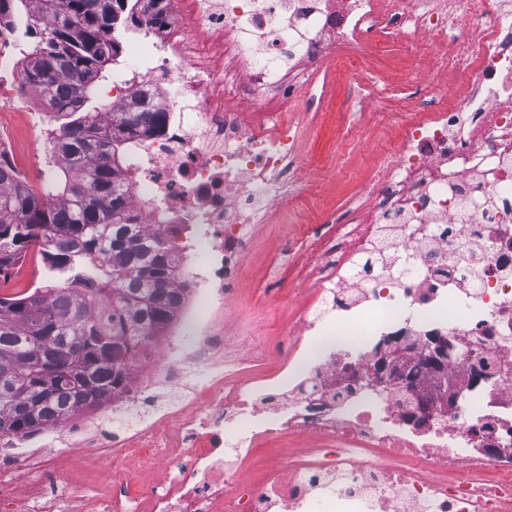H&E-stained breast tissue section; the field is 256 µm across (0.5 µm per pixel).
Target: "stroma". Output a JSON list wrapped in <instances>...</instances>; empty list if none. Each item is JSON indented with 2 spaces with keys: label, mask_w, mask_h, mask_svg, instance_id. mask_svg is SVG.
<instances>
[{
  "label": "stroma",
  "mask_w": 512,
  "mask_h": 512,
  "mask_svg": "<svg viewBox=\"0 0 512 512\" xmlns=\"http://www.w3.org/2000/svg\"><path fill=\"white\" fill-rule=\"evenodd\" d=\"M442 52V46L432 42L423 43L412 57L392 46L384 48L370 63L371 72L384 77L388 85L381 105L373 103L367 92L350 89L344 75L328 63L315 73L299 75L302 99L269 103V111L283 113L303 129L299 188L256 227L236 296L224 310L226 328L248 327L247 333L232 337L234 347L271 351L283 328L298 326L300 312L314 298L315 288L301 277L295 257L282 256L283 239L326 236L328 220L344 217L394 136L397 114L430 107L436 60ZM408 68L420 69L424 75L421 88L402 83L400 74Z\"/></svg>",
  "instance_id": "35a3bbf8"
}]
</instances>
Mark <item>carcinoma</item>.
Wrapping results in <instances>:
<instances>
[{"instance_id": "cac0c4a2", "label": "carcinoma", "mask_w": 512, "mask_h": 512, "mask_svg": "<svg viewBox=\"0 0 512 512\" xmlns=\"http://www.w3.org/2000/svg\"><path fill=\"white\" fill-rule=\"evenodd\" d=\"M31 14L41 35L21 86L37 89L58 122L56 167L64 186L36 193L0 163V279L30 248L46 270L41 286L0 293V431L34 435L77 408L123 388L165 326L177 295L176 252L128 201L122 167L133 134L163 112L134 101L116 110L95 84L120 55L113 32L138 21L142 0H0V25Z\"/></svg>"}]
</instances>
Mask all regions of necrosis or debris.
<instances>
[{"label": "necrosis or debris", "mask_w": 512, "mask_h": 512, "mask_svg": "<svg viewBox=\"0 0 512 512\" xmlns=\"http://www.w3.org/2000/svg\"><path fill=\"white\" fill-rule=\"evenodd\" d=\"M140 18L135 64L107 91L114 106L162 110L159 131H137L123 168L132 204L151 230L180 224L183 298L153 336L122 392L52 427L51 443L0 435V512H57L46 477L81 459H108L137 491L71 488L73 512H512V370L472 384L469 352L512 360V0H162ZM443 46L435 107L409 112L346 220L335 248L286 239L316 288L301 329L277 359L225 352L224 304L244 254L277 197L290 193L301 131L269 112L284 90L280 58L311 69L327 60L356 83L388 45ZM0 158L42 190L52 153L20 161L10 130ZM378 253L369 261L370 253ZM360 336L361 346L303 366L308 335ZM409 330L461 347L448 383L468 396L439 413L443 396L417 368L424 427L400 396L358 380L369 347ZM195 374L186 395L157 407L158 391ZM132 411L142 424L106 425ZM234 437L224 448L225 432ZM307 435L303 454L268 463L261 486L245 473L261 441Z\"/></svg>", "instance_id": "necrosis-or-debris-1"}]
</instances>
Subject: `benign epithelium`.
I'll return each instance as SVG.
<instances>
[{"label": "benign epithelium", "mask_w": 512, "mask_h": 512, "mask_svg": "<svg viewBox=\"0 0 512 512\" xmlns=\"http://www.w3.org/2000/svg\"><path fill=\"white\" fill-rule=\"evenodd\" d=\"M406 350L416 351L433 376V387L441 392L449 393V401L443 402L442 410L456 403L460 392H448V358L460 353L457 345L448 341V337L433 334L426 340L418 341L410 334L395 336L387 348H380L373 354V365L369 372L362 376L365 386L374 392L403 389L412 392L416 386L407 378L406 367L402 360Z\"/></svg>", "instance_id": "1"}]
</instances>
